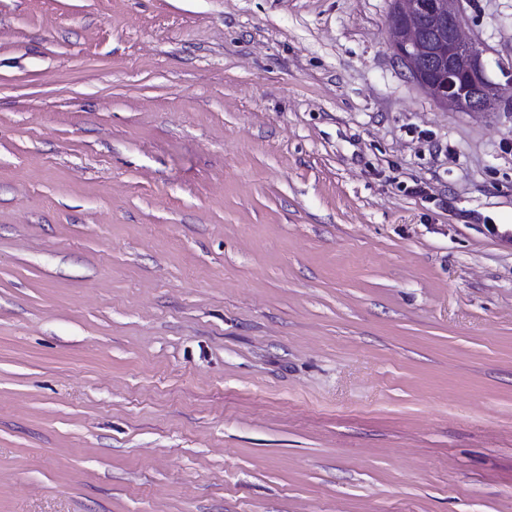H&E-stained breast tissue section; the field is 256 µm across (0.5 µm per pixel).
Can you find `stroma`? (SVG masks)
<instances>
[{
  "mask_svg": "<svg viewBox=\"0 0 512 512\" xmlns=\"http://www.w3.org/2000/svg\"><path fill=\"white\" fill-rule=\"evenodd\" d=\"M489 76L512 0H462ZM390 0H0V512H512V114ZM461 0H391L397 38L390 46L412 79L434 101L452 112H489L499 106L508 90L489 79L483 51L463 30ZM428 27H448V77L433 85L422 42ZM461 65V67H460ZM461 85L465 90L460 92Z\"/></svg>",
  "mask_w": 512,
  "mask_h": 512,
  "instance_id": "obj_1",
  "label": "stroma"
}]
</instances>
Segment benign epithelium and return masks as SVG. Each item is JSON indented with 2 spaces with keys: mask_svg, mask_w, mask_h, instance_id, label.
<instances>
[{
  "mask_svg": "<svg viewBox=\"0 0 512 512\" xmlns=\"http://www.w3.org/2000/svg\"><path fill=\"white\" fill-rule=\"evenodd\" d=\"M396 59L452 112H489L507 90L489 79L483 51L463 30L460 0H391Z\"/></svg>",
  "mask_w": 512,
  "mask_h": 512,
  "instance_id": "benign-epithelium-1",
  "label": "benign epithelium"
}]
</instances>
